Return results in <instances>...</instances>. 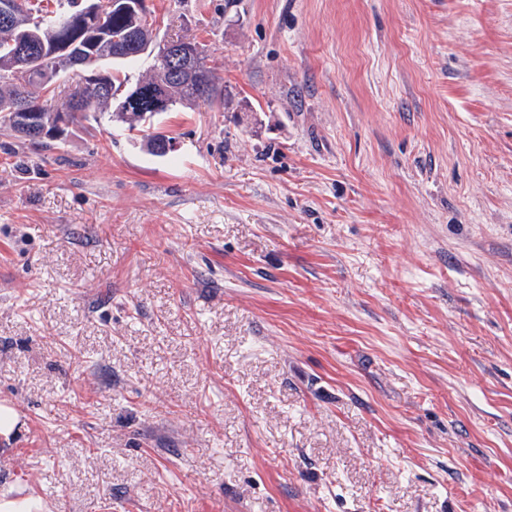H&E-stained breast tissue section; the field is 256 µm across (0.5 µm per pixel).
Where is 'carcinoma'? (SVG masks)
I'll list each match as a JSON object with an SVG mask.
<instances>
[{
    "label": "carcinoma",
    "mask_w": 512,
    "mask_h": 512,
    "mask_svg": "<svg viewBox=\"0 0 512 512\" xmlns=\"http://www.w3.org/2000/svg\"><path fill=\"white\" fill-rule=\"evenodd\" d=\"M19 2L21 6L10 13L9 22L0 21V122L21 140L55 148L67 141L89 112L106 113L128 129L142 131L154 117L178 106L224 103V81L207 66L205 44L192 42L191 59L179 74L158 63L159 32L148 13L138 7V0H127L125 10L112 7V0H98L102 16L95 29L86 25L78 0H59L67 9L40 13L33 11L30 0ZM38 21L45 27V44L55 40L67 43L69 56L93 72L74 87L60 107L53 104L56 85L66 81L70 71L58 74L15 66L20 60V36ZM144 56L152 58L153 65L132 83L122 65ZM18 103L49 124L46 135L33 134L12 121L9 109ZM171 141L172 137L162 132L145 134L146 150L157 157L169 154L166 147Z\"/></svg>",
    "instance_id": "cac0c4a2"
}]
</instances>
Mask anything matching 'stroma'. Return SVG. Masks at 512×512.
Segmentation results:
<instances>
[{
  "mask_svg": "<svg viewBox=\"0 0 512 512\" xmlns=\"http://www.w3.org/2000/svg\"><path fill=\"white\" fill-rule=\"evenodd\" d=\"M224 103L0 128V495L512 512V0H147Z\"/></svg>",
  "mask_w": 512,
  "mask_h": 512,
  "instance_id": "35a3bbf8",
  "label": "stroma"
}]
</instances>
